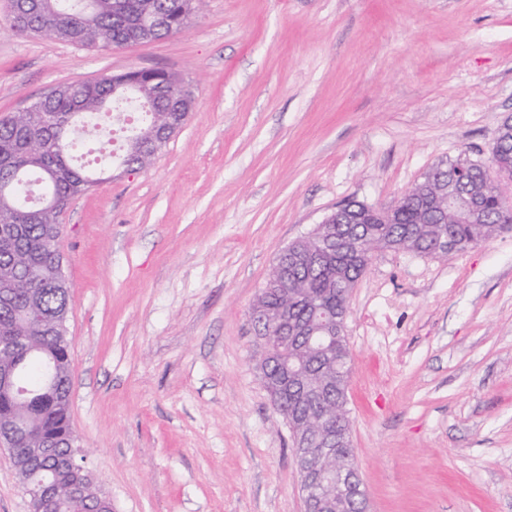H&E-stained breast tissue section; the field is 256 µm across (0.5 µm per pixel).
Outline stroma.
<instances>
[{"label":"stroma","mask_w":512,"mask_h":512,"mask_svg":"<svg viewBox=\"0 0 512 512\" xmlns=\"http://www.w3.org/2000/svg\"><path fill=\"white\" fill-rule=\"evenodd\" d=\"M140 68L195 107L148 169L61 217L78 461L112 512H304L249 308L337 204L487 160L512 116V0H202L185 31L118 50L20 37L0 0V117ZM346 336L370 512H512V227L445 260L376 253ZM0 512H31L5 451Z\"/></svg>","instance_id":"obj_1"}]
</instances>
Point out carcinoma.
<instances>
[{"label": "carcinoma", "mask_w": 512, "mask_h": 512, "mask_svg": "<svg viewBox=\"0 0 512 512\" xmlns=\"http://www.w3.org/2000/svg\"><path fill=\"white\" fill-rule=\"evenodd\" d=\"M12 27L22 37L68 39L87 48L119 49L137 35L136 23L146 13H166L173 26L155 32L154 37L170 36L187 20L182 0H10ZM119 74L106 73L90 83L68 84L58 93L33 102L26 116L0 118V183L12 185L7 199L0 198V215L9 214L15 235L0 239V336H26L32 339L33 353L23 362L0 351V372L13 371L17 380L32 391L28 402H12L0 396V428L22 422L50 440L51 452L27 457L16 473L26 487L55 483L60 488L58 512L79 508L99 512L102 495L94 485L85 497L74 502L70 496L69 473L58 466L57 457L68 453L72 435L69 393L72 383L66 376L69 362L65 350L69 343L55 335L58 313L71 307L72 298L56 286L62 255L56 241L63 231L61 211L73 199L100 181L77 160L76 153L88 143L98 145L92 163L100 172L110 171L125 162L147 168L166 146L160 129L174 122L175 112L160 108L174 98L168 86H128ZM146 103L131 123L116 106L120 99ZM53 112L52 126L42 123L41 113ZM125 130L122 153L112 154V133ZM512 169V153L501 146L490 148L488 163L459 157L439 166L442 180L456 192L445 205V212H420L401 209L389 224H359L350 243L330 253L319 252L323 242H333V227L317 225L303 239L281 252L272 265L265 286L254 305L263 309L272 324L283 315L295 325H304L314 337L327 334L325 315L347 318L346 294L365 273L373 256L383 250H403L422 254L442 229L454 239L453 252H461L490 239L508 223L503 212L512 203L499 196L491 170ZM479 197L483 216L477 223L464 222L463 200ZM56 202L46 211L43 200ZM308 337L296 335L286 343L270 348L272 362L265 372L264 385L269 396L286 404L288 415L299 434L321 446L331 426L341 436L351 435L347 401L350 351L345 335L336 336L324 350L306 346ZM56 357L64 376L56 383L44 378L43 360ZM301 357L309 382L318 388L311 394L302 385L283 391L279 386L282 365ZM350 461L343 449L322 460V466L345 470Z\"/></svg>", "instance_id": "carcinoma-1"}]
</instances>
